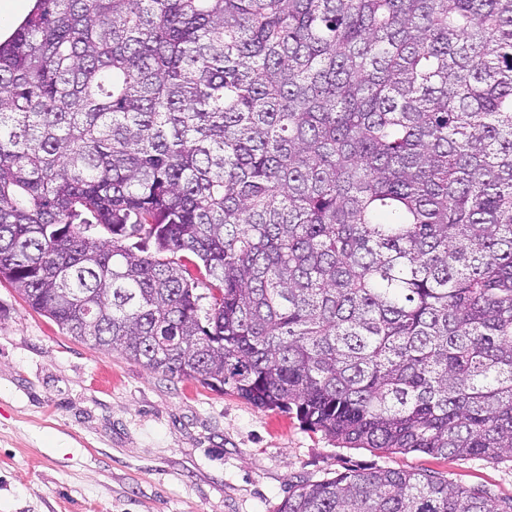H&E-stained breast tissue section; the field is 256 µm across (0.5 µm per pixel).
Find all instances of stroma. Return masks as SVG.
<instances>
[{
    "instance_id": "1",
    "label": "stroma",
    "mask_w": 512,
    "mask_h": 512,
    "mask_svg": "<svg viewBox=\"0 0 512 512\" xmlns=\"http://www.w3.org/2000/svg\"><path fill=\"white\" fill-rule=\"evenodd\" d=\"M432 470L512 498V459L343 448L293 414L75 340L0 281V512H275L348 470Z\"/></svg>"
}]
</instances>
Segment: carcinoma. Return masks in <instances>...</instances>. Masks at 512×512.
Returning a JSON list of instances; mask_svg holds the SVG:
<instances>
[{
	"mask_svg": "<svg viewBox=\"0 0 512 512\" xmlns=\"http://www.w3.org/2000/svg\"><path fill=\"white\" fill-rule=\"evenodd\" d=\"M2 279L346 448L512 458V0H35L0 41ZM276 512L512 498L348 470Z\"/></svg>",
	"mask_w": 512,
	"mask_h": 512,
	"instance_id": "cac0c4a2",
	"label": "carcinoma"
}]
</instances>
